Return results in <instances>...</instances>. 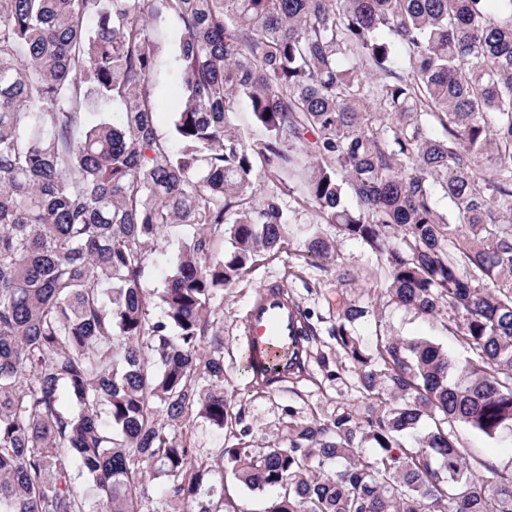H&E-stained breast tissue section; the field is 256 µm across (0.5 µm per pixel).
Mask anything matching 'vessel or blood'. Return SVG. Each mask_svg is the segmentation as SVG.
<instances>
[{
  "label": "vessel or blood",
  "mask_w": 512,
  "mask_h": 512,
  "mask_svg": "<svg viewBox=\"0 0 512 512\" xmlns=\"http://www.w3.org/2000/svg\"><path fill=\"white\" fill-rule=\"evenodd\" d=\"M296 308L285 294L263 288L247 311L241 367L252 384L288 381L305 350L295 340Z\"/></svg>",
  "instance_id": "vessel-or-blood-1"
}]
</instances>
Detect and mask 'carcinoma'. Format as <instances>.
I'll return each mask as SVG.
<instances>
[{
  "instance_id": "obj_1",
  "label": "carcinoma",
  "mask_w": 512,
  "mask_h": 512,
  "mask_svg": "<svg viewBox=\"0 0 512 512\" xmlns=\"http://www.w3.org/2000/svg\"><path fill=\"white\" fill-rule=\"evenodd\" d=\"M488 2L0 0V512H141L145 472L171 481L156 512H238L176 431L233 420L211 301L280 252L297 192L472 356L396 336L370 355L350 300L331 335L365 410L224 448L225 474L264 512H512V472L480 477L455 431L512 436V0ZM161 18L184 90L168 136ZM172 225L152 322L147 248ZM335 250L309 232L310 257Z\"/></svg>"
}]
</instances>
